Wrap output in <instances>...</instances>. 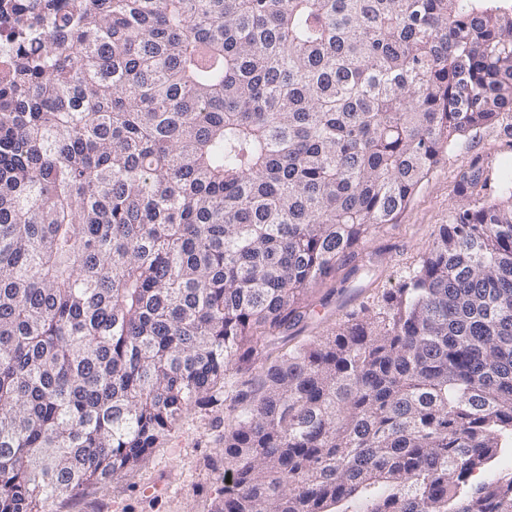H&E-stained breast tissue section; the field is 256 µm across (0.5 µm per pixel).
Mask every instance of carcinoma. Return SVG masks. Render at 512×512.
<instances>
[{"label":"carcinoma","mask_w":512,"mask_h":512,"mask_svg":"<svg viewBox=\"0 0 512 512\" xmlns=\"http://www.w3.org/2000/svg\"><path fill=\"white\" fill-rule=\"evenodd\" d=\"M0 72V512L140 466L228 373L215 512H512V177L330 332L308 295L512 135V0H21Z\"/></svg>","instance_id":"1"}]
</instances>
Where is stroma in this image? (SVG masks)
I'll use <instances>...</instances> for the list:
<instances>
[{"label":"stroma","mask_w":512,"mask_h":512,"mask_svg":"<svg viewBox=\"0 0 512 512\" xmlns=\"http://www.w3.org/2000/svg\"><path fill=\"white\" fill-rule=\"evenodd\" d=\"M511 162L512 137L496 127L450 149L397 223L381 226L355 259L314 287L316 315L292 328V335L301 340L325 334L396 287L447 223L461 174L475 164L493 176ZM235 416L228 401L187 412L143 465L50 501L49 512H211L224 489L222 436Z\"/></svg>","instance_id":"stroma-1"}]
</instances>
